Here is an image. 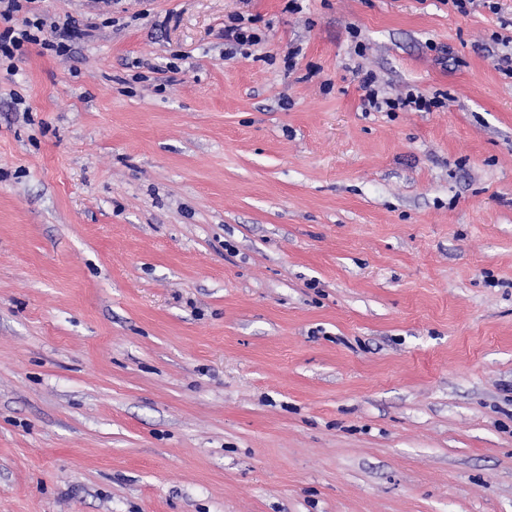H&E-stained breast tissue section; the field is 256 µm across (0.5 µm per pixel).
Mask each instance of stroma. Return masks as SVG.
Returning <instances> with one entry per match:
<instances>
[{
    "label": "stroma",
    "mask_w": 512,
    "mask_h": 512,
    "mask_svg": "<svg viewBox=\"0 0 512 512\" xmlns=\"http://www.w3.org/2000/svg\"><path fill=\"white\" fill-rule=\"evenodd\" d=\"M495 3L44 0L93 30L0 69V512H512ZM251 17L241 13L229 16L228 24H224V40L238 47L254 46L261 42V36L252 26ZM375 77L366 72L360 78V85L365 94L361 99V108L365 112H397L398 110L410 112H434L445 106L444 94H433L432 97L424 95L414 89L395 97L382 94L376 88Z\"/></svg>",
    "instance_id": "obj_1"
}]
</instances>
